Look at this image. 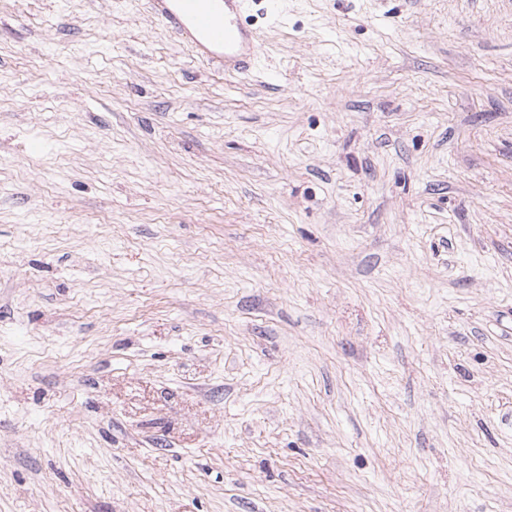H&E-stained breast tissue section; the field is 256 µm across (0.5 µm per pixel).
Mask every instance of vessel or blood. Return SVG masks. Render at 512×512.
<instances>
[{
    "instance_id": "1",
    "label": "vessel or blood",
    "mask_w": 512,
    "mask_h": 512,
    "mask_svg": "<svg viewBox=\"0 0 512 512\" xmlns=\"http://www.w3.org/2000/svg\"><path fill=\"white\" fill-rule=\"evenodd\" d=\"M147 5L197 59L228 76L255 68L262 53L256 22L278 11V0H147Z\"/></svg>"
}]
</instances>
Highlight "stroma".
I'll return each mask as SVG.
<instances>
[{
  "label": "stroma",
  "instance_id": "1",
  "mask_svg": "<svg viewBox=\"0 0 512 512\" xmlns=\"http://www.w3.org/2000/svg\"><path fill=\"white\" fill-rule=\"evenodd\" d=\"M0 0V512H512V0ZM146 4L197 59L228 76H246L255 68L262 53L260 29L255 26L258 17L278 11L277 0H147Z\"/></svg>",
  "mask_w": 512,
  "mask_h": 512
}]
</instances>
